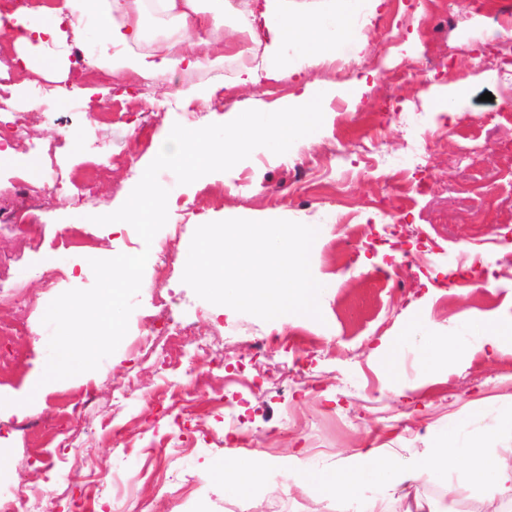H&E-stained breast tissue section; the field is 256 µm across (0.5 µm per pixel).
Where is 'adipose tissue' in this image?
<instances>
[{"label": "adipose tissue", "instance_id": "1", "mask_svg": "<svg viewBox=\"0 0 512 512\" xmlns=\"http://www.w3.org/2000/svg\"><path fill=\"white\" fill-rule=\"evenodd\" d=\"M382 2L325 0L320 13L300 16L291 10L288 0H267L263 18L271 41L266 51L272 56H284L296 50L325 62L335 60L337 52L345 47L361 53L364 45L357 18L362 14L373 15ZM143 4L144 0H65L63 9L39 13L22 6L13 14L0 17V37L19 49L18 63L26 68L32 65L31 53L56 42L64 25L77 29L87 23L101 34L102 50L97 64L116 74L158 80L183 65L220 64V57L200 51L192 35L208 23L223 25V0H213L208 10L201 9L200 0H153L156 11L175 21L184 34L185 49L177 56L163 44L143 54L128 52V43L140 36ZM464 465L468 466L475 485L512 493V463L476 445L460 443L451 432L435 435L430 448L410 465L401 464L378 448L351 455L345 464L329 472L310 469L295 455L287 461L288 470L297 476L299 485L338 492L349 499L356 498L369 483L398 489L430 474L447 475ZM265 471V459L257 453L225 461L212 477L221 481L226 490L246 496L263 484Z\"/></svg>", "mask_w": 512, "mask_h": 512}]
</instances>
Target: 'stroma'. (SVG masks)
I'll return each instance as SVG.
<instances>
[{
    "label": "stroma",
    "instance_id": "stroma-1",
    "mask_svg": "<svg viewBox=\"0 0 512 512\" xmlns=\"http://www.w3.org/2000/svg\"><path fill=\"white\" fill-rule=\"evenodd\" d=\"M256 5L224 0V26L197 31L198 39L222 47L224 62L217 66L180 69L160 83L104 69L77 80L76 54L93 57L99 46L93 29H68L52 46L56 70L41 74L52 83L51 100L31 81L13 83L10 108L25 112L28 134L0 157V207L30 213L35 246L26 250L0 235V253L19 254L10 274L39 297V319L57 293L93 286L91 260L141 245L133 226L99 225L93 217L123 205L174 124H220L225 98L242 111L275 105L298 95L306 80L337 94L315 137L287 159L259 147L229 175L189 185L160 172L173 208L157 236L169 244L172 274L156 289H140L121 346L85 382L41 383L49 327L38 326L23 340L0 338L1 349L34 354L18 381L0 387V488L19 487L31 496L50 489L56 512H101L99 501L82 511L77 505L86 483L104 471L118 476L112 496L120 512H361L360 502L341 494L293 484L285 458L296 454L332 471L354 452L385 448L408 463L425 453L433 433L448 429L461 443L480 438L512 454V434L499 431L495 421L497 412L512 409V349L475 353L432 379L422 372L420 354L423 337L450 336L466 347L479 340L476 321L512 317V80L496 76L512 61V19L502 17V0H470L460 16L454 0H386L369 24L362 61L347 59L344 72L298 56L301 76L242 86L236 77L244 39L233 31ZM351 78L359 81L356 96L340 95L339 86ZM189 89L198 99L187 100ZM393 91L400 113L382 118L378 108ZM207 92L212 100L202 101ZM451 93L460 105L456 114L443 109ZM143 120L150 140L139 143L135 129ZM413 136L430 141L427 187L396 211L382 176ZM36 143L53 145L57 163L68 171L98 165L108 171L84 188L57 189L44 177L46 160L34 154ZM13 177L40 184L39 198L15 195ZM201 215L319 225L314 272L338 283L319 300L321 319L295 315L280 324L227 315L197 297L182 276ZM67 224L86 226L94 245L78 251L63 244ZM477 254L490 260L480 284L468 272ZM48 266L75 277L44 291ZM157 290L170 315L205 340L186 366L209 377L220 400L168 390L159 364L140 355L141 343L161 327L153 319ZM259 340L270 342L271 350L247 354ZM393 353L397 369L390 374L383 360ZM119 381L129 387L128 401L115 398ZM85 393L91 402L62 416L64 405ZM30 395L34 403L16 414L14 402ZM476 412L485 415L478 427L469 423ZM104 421L122 431L127 456L100 433ZM44 422L96 434L80 449L57 448L40 431ZM231 424L242 443L225 437ZM154 439L163 446L152 451ZM254 451L264 454L269 472L266 485L250 496L210 480L220 459ZM362 496L379 500L384 512H405L414 498L430 512H512L511 495L470 488L460 471L447 482L428 478L407 491L369 485Z\"/></svg>",
    "mask_w": 512,
    "mask_h": 512
}]
</instances>
